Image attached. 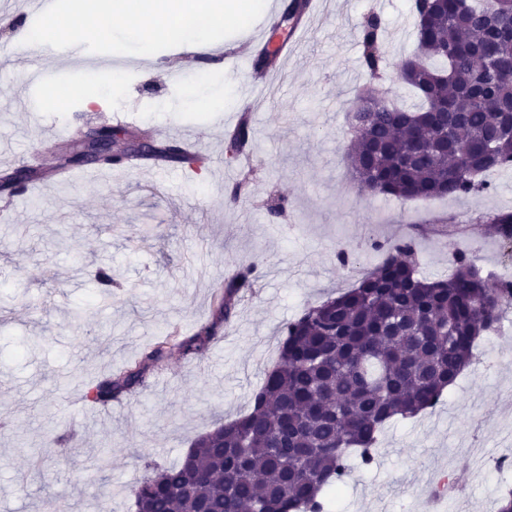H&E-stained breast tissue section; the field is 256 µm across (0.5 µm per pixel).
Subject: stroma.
Wrapping results in <instances>:
<instances>
[{"mask_svg": "<svg viewBox=\"0 0 512 512\" xmlns=\"http://www.w3.org/2000/svg\"><path fill=\"white\" fill-rule=\"evenodd\" d=\"M371 13L385 26L380 81L361 59L360 24ZM33 23L0 16V162L19 169L36 153L48 173L29 193L0 194V512H45L49 496L67 512H133L129 488L145 463H178L197 436L247 413L278 357L282 324L352 287L393 243L413 240L430 279L451 272L452 242L482 275L512 270V240L484 221L512 212V172H489V192L460 200L374 197L350 176L356 96L419 102L398 80L416 48L409 0H323L284 77L249 117V167L225 159L244 68L212 69L189 86L173 72L194 57L177 46L129 70L95 104L75 95L60 110L44 88L27 86L26 61L4 53ZM191 87L222 97L223 110L188 105ZM130 110L136 130L169 142L193 129L201 168L147 163L95 179L79 168L65 183L51 177L58 162L48 135L64 142ZM237 182L245 192L232 203ZM342 250L348 263L337 259ZM252 262L256 288L203 357L171 347L146 386L110 409L72 401L159 339L209 322L225 283ZM101 267L118 283L107 303ZM471 439L512 457V326L479 339L473 364L437 407L386 428L377 464L354 467L331 512H430L443 478L458 494L440 512H496L512 472L476 467L459 448Z\"/></svg>", "mask_w": 512, "mask_h": 512, "instance_id": "1", "label": "stroma"}]
</instances>
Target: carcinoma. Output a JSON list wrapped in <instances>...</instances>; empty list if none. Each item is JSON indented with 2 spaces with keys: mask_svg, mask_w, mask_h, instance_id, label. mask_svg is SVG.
<instances>
[{
  "mask_svg": "<svg viewBox=\"0 0 512 512\" xmlns=\"http://www.w3.org/2000/svg\"><path fill=\"white\" fill-rule=\"evenodd\" d=\"M416 51L399 81L422 99L408 110L357 109L350 126L351 175L374 195L462 199L485 192L484 175L512 171V0H413ZM362 64L373 78L385 60L374 14L360 24ZM252 129L243 121L227 153L243 152ZM139 160L190 168L200 158L157 142ZM505 239L512 212L487 215ZM357 285L307 309L281 329L278 360L253 395L250 412L191 443L179 464L144 465L132 493L135 512H329L357 459L375 461V444L395 419L437 405L493 329L512 291L459 253L446 278L420 276L409 242ZM255 266L224 286L214 319L177 341L186 358L203 355L228 326L236 298L252 292ZM169 341L97 381L90 398L106 406L145 386Z\"/></svg>",
  "mask_w": 512,
  "mask_h": 512,
  "instance_id": "obj_1",
  "label": "carcinoma"
}]
</instances>
